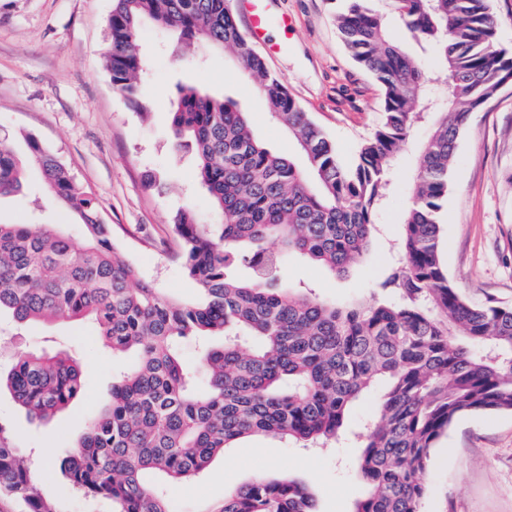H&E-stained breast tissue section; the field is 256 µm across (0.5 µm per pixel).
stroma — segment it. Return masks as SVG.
<instances>
[{
    "instance_id": "obj_1",
    "label": "stroma",
    "mask_w": 512,
    "mask_h": 512,
    "mask_svg": "<svg viewBox=\"0 0 512 512\" xmlns=\"http://www.w3.org/2000/svg\"><path fill=\"white\" fill-rule=\"evenodd\" d=\"M114 0H0V141L28 157L35 138L99 201L112 240L140 277L182 300L198 296L178 257L172 232L177 209L192 206L202 223H218L196 175L192 153H173L169 109L177 86L214 97L231 96L248 112L254 132L272 151L297 157V147L269 115L263 96L250 89L237 60L221 50L187 54L170 34L145 28L140 47L149 58L139 89L149 114L139 117L112 88L105 68L108 18ZM346 0H273L275 24L264 36L273 51L269 70L284 78L293 97L328 135L343 164L381 121L382 89L358 67L336 27ZM427 129L416 130L400 161L389 204L377 216L378 242L345 278L318 265L290 259L288 282L312 287L324 300L368 301L380 296L386 268L402 226L409 185L420 163ZM458 165L448 176L441 213L442 260L467 300L512 305V82L480 112L458 140ZM153 171L163 193L145 191L143 171ZM25 194L0 199V221L60 224L75 236L84 227L74 212L46 204L36 166L26 171ZM64 347L83 366V389L66 411L28 420L8 391L0 392V422L30 455L61 512H112L110 501L85 500L61 481L52 461L61 446L75 444L88 419L111 401L116 365L93 327L56 322L18 327L0 319V371L8 372L19 350ZM264 474L301 481L318 512H355L366 495L352 440L302 448L264 435L240 439L209 469L172 485L175 512H206L225 491ZM420 512H512V414H469L435 443Z\"/></svg>"
}]
</instances>
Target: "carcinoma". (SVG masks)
I'll return each instance as SVG.
<instances>
[{
    "label": "carcinoma",
    "mask_w": 512,
    "mask_h": 512,
    "mask_svg": "<svg viewBox=\"0 0 512 512\" xmlns=\"http://www.w3.org/2000/svg\"><path fill=\"white\" fill-rule=\"evenodd\" d=\"M388 14L415 52L388 35ZM336 21L354 60L384 89L382 123L352 167L270 72L229 0H116L105 64L134 111L147 112L138 42L152 26L189 46L230 52L305 159L302 168L268 149L234 98L178 88L174 146L193 149L220 216L201 224L187 208L173 217L182 262L199 287L195 300L142 280L113 244L97 199L29 138L49 195L76 212L86 232L74 238L46 225L0 223V315L21 326L88 320L112 355H140L112 383L111 406L57 456L70 491L109 500L114 512H172L147 472L186 481L256 434L327 444L344 433L352 404L381 386L359 443L367 492L356 512H420L435 442L464 415L512 412V307L467 303L448 279L439 235L460 133L512 79V53L496 47L490 0H348ZM429 53L438 59L431 71L420 59ZM425 124L399 259L378 282L383 298L337 305L291 287L284 279L291 256L345 277L371 250L397 163ZM22 175L23 162L0 141V197L20 193ZM237 264L248 278L232 274ZM190 337L204 343L196 372L178 350ZM0 386L42 420L77 399L82 370L64 350H23ZM0 493L24 500L28 512H57L1 422ZM206 512H316V501L304 484L278 474L225 492Z\"/></svg>",
    "instance_id": "carcinoma-1"
}]
</instances>
